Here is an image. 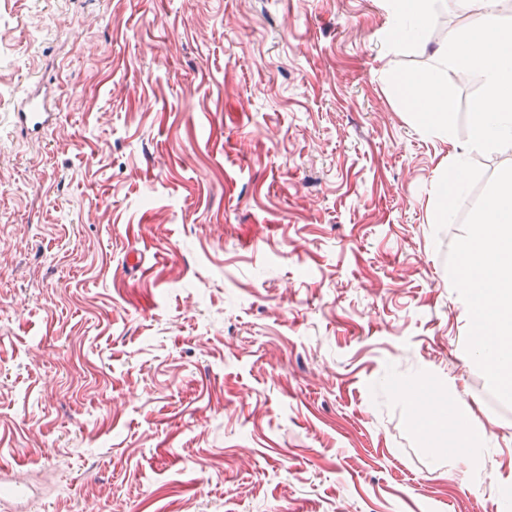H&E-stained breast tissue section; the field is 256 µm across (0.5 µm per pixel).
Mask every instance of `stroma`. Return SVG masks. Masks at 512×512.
Masks as SVG:
<instances>
[{"instance_id":"stroma-1","label":"stroma","mask_w":512,"mask_h":512,"mask_svg":"<svg viewBox=\"0 0 512 512\" xmlns=\"http://www.w3.org/2000/svg\"><path fill=\"white\" fill-rule=\"evenodd\" d=\"M386 0H0V470L28 512H497L512 406ZM41 83L38 139L17 102ZM138 253L140 265L128 263ZM494 432L437 466L405 390ZM40 83L21 97L14 112L16 123L30 134L39 135L49 128L55 120L56 112L48 93Z\"/></svg>"}]
</instances>
